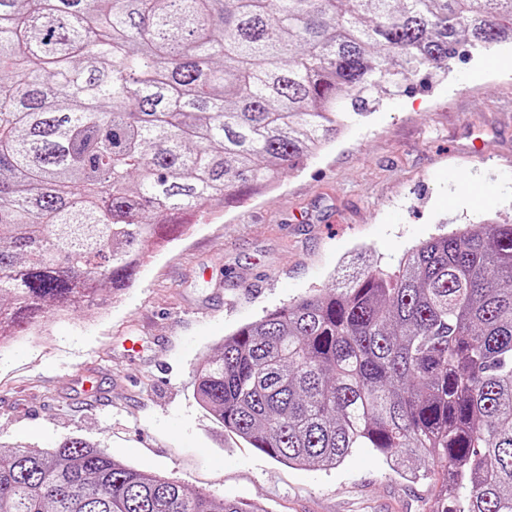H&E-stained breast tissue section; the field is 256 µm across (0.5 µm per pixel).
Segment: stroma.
<instances>
[{"label":"stroma","mask_w":512,"mask_h":512,"mask_svg":"<svg viewBox=\"0 0 512 512\" xmlns=\"http://www.w3.org/2000/svg\"><path fill=\"white\" fill-rule=\"evenodd\" d=\"M452 61L367 108L274 190L147 246L122 295L50 318L0 356V443L80 437L113 457L269 512H430L440 464L410 481L370 449L333 470L278 462L221 428L193 392L224 337L312 290L457 226L512 224V46ZM486 189L475 202L470 187Z\"/></svg>","instance_id":"obj_1"}]
</instances>
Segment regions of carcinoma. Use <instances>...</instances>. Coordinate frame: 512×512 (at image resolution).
Returning <instances> with one entry per match:
<instances>
[{"instance_id": "cac0c4a2", "label": "carcinoma", "mask_w": 512, "mask_h": 512, "mask_svg": "<svg viewBox=\"0 0 512 512\" xmlns=\"http://www.w3.org/2000/svg\"><path fill=\"white\" fill-rule=\"evenodd\" d=\"M503 43L512 0H0V349L272 188L344 100ZM197 381L224 430L290 466L370 448L413 481L444 464L432 512H512V224L270 311ZM0 512L268 510L69 437L0 449Z\"/></svg>"}]
</instances>
